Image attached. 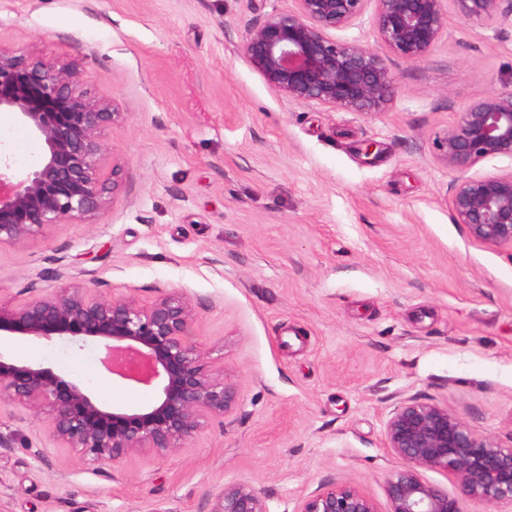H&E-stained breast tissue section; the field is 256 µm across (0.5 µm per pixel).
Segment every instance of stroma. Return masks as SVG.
Returning a JSON list of instances; mask_svg holds the SVG:
<instances>
[{"label": "stroma", "instance_id": "stroma-1", "mask_svg": "<svg viewBox=\"0 0 512 512\" xmlns=\"http://www.w3.org/2000/svg\"><path fill=\"white\" fill-rule=\"evenodd\" d=\"M293 5L0 0V46L73 62L125 114L101 161L103 180L122 169L113 205L96 223L0 246V299L52 290L61 269L105 299L181 289L198 311L191 342L237 392L180 452L96 468L53 442L43 416L0 403V512H208L233 482L260 488L269 512H295L332 482L386 512L400 461L384 426L409 397L512 444V248L454 222L462 174L432 152L463 105L512 88V17L451 22L422 63L387 56L399 95L366 116L288 102L241 53L250 25ZM0 146L16 171L42 162L6 110ZM9 350L108 406L155 397L108 373L94 345Z\"/></svg>", "mask_w": 512, "mask_h": 512}]
</instances>
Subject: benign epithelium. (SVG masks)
<instances>
[{
	"label": "benign epithelium",
	"mask_w": 512,
	"mask_h": 512,
	"mask_svg": "<svg viewBox=\"0 0 512 512\" xmlns=\"http://www.w3.org/2000/svg\"><path fill=\"white\" fill-rule=\"evenodd\" d=\"M252 25L240 49L266 84L286 100L360 115L382 112L399 87L385 61L427 60L452 18L491 25L512 14L507 0H374L376 45L336 39L355 25L369 0H294ZM15 113L43 145L39 167L23 176L0 159V245L25 246L59 224L103 215L120 188L101 179L105 132L124 113L83 86L76 67L33 51L0 47V111ZM435 160L468 172L488 158L512 160V90L475 98L433 142ZM454 222L469 237L512 247V172L472 175L453 186ZM53 291L13 304L0 300V337L11 341H92L113 375L155 388L140 407L106 406L80 381L0 350V400L46 418L50 438L90 465L178 452L214 418L236 404L234 387L188 339L198 317L192 301L164 289L149 304L130 297L102 299L58 272ZM385 444L401 460L385 482L388 512H462L464 500L512 508V445L475 433L459 415L419 398L398 402L385 423ZM439 470L453 495L426 482ZM209 512H268L249 483L222 486ZM296 512H379L361 489L327 484L303 498Z\"/></svg>",
	"instance_id": "obj_1"
}]
</instances>
